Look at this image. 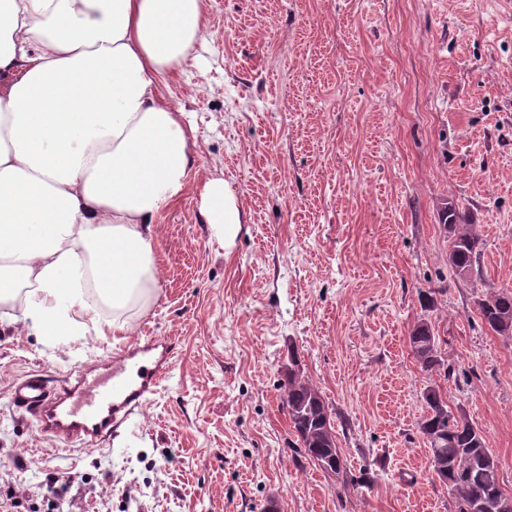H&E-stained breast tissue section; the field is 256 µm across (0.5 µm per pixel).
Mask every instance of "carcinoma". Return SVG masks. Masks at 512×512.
Returning a JSON list of instances; mask_svg holds the SVG:
<instances>
[{
    "instance_id": "carcinoma-1",
    "label": "carcinoma",
    "mask_w": 512,
    "mask_h": 512,
    "mask_svg": "<svg viewBox=\"0 0 512 512\" xmlns=\"http://www.w3.org/2000/svg\"><path fill=\"white\" fill-rule=\"evenodd\" d=\"M443 226L450 232V253L457 268L473 275L479 271L480 258L484 248V242L476 229L473 220L467 211L453 206L445 210L442 216ZM494 311H489L485 302L477 303L482 321L492 331H497L493 314H512V289L504 287L498 290L492 297ZM411 347H420L422 351L415 354V358L425 372H442L449 376L450 369L445 364L442 356L440 337L432 333V327H427L423 332L413 331L410 335ZM286 400L283 408L288 413L291 426L296 434H313L322 430L325 421L331 419V412L326 404H314L308 397L304 388H294L290 382H284ZM428 413L424 417V423L432 427L430 437V451L434 458L442 459L447 463L462 460L464 457L475 454L484 456L489 453L485 441L474 444L477 434L473 433V427L468 425L458 428L448 420V403L437 389L425 395ZM470 493L466 497L452 494L456 503V512H471L472 500L486 498L491 495L504 494L500 483L498 465H478L472 471L469 479Z\"/></svg>"
}]
</instances>
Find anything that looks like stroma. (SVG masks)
I'll return each instance as SVG.
<instances>
[{"instance_id":"obj_1","label":"stroma","mask_w":512,"mask_h":512,"mask_svg":"<svg viewBox=\"0 0 512 512\" xmlns=\"http://www.w3.org/2000/svg\"><path fill=\"white\" fill-rule=\"evenodd\" d=\"M188 113L184 196L155 226L159 283L124 332L41 336L0 311V480L70 512H455L419 424L436 388L484 437L512 495V339L477 299L512 288V0H206L195 53L158 83ZM211 178L243 222L199 213ZM474 214L481 274L457 276L443 200ZM440 338L451 378L409 336ZM171 336L175 367L135 434L91 452L43 439L13 381L98 366L133 336ZM333 412L352 477L296 454L290 360Z\"/></svg>"}]
</instances>
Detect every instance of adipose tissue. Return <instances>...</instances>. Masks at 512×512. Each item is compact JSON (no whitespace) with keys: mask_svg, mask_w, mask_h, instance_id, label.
Returning a JSON list of instances; mask_svg holds the SVG:
<instances>
[{"mask_svg":"<svg viewBox=\"0 0 512 512\" xmlns=\"http://www.w3.org/2000/svg\"><path fill=\"white\" fill-rule=\"evenodd\" d=\"M205 0H0V303L25 293L49 336L112 308V328L157 286L153 226L180 199L191 142L157 81L190 56ZM200 210L232 234L229 184Z\"/></svg>","mask_w":512,"mask_h":512,"instance_id":"adipose-tissue-1","label":"adipose tissue"}]
</instances>
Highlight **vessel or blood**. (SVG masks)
I'll use <instances>...</instances> for the list:
<instances>
[{"mask_svg":"<svg viewBox=\"0 0 512 512\" xmlns=\"http://www.w3.org/2000/svg\"><path fill=\"white\" fill-rule=\"evenodd\" d=\"M173 358L169 337L148 336L143 344L106 356L104 379L92 381L82 372L75 383L59 388L36 372L13 382L9 402L35 420L42 436L99 450L119 431L130 430L169 378Z\"/></svg>","mask_w":512,"mask_h":512,"instance_id":"b4317fda","label":"vessel or blood"}]
</instances>
